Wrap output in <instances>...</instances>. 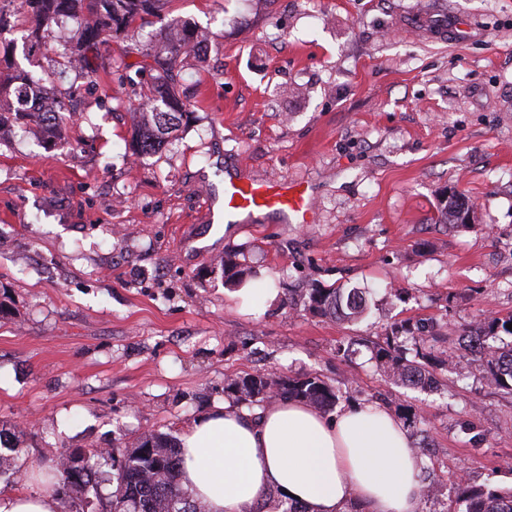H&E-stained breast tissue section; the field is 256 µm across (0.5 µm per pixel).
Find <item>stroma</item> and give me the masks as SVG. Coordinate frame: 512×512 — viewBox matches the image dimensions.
Here are the masks:
<instances>
[{"label": "stroma", "instance_id": "obj_1", "mask_svg": "<svg viewBox=\"0 0 512 512\" xmlns=\"http://www.w3.org/2000/svg\"><path fill=\"white\" fill-rule=\"evenodd\" d=\"M1 9L0 56L56 99L64 133L0 140V445L18 471L0 494L47 491L63 452L181 437L225 380L258 372L396 416L440 486L422 512H453L463 477L512 487V396L472 365L398 387L372 354L394 324L454 338L512 313V0H169L204 50L174 71L177 131L140 157L145 32L82 70L63 55L74 21L37 42L23 0ZM228 172L307 188L313 223L218 226ZM452 191L469 223L440 222ZM231 249L274 301L242 310L219 266ZM316 285L366 289L367 317L306 310Z\"/></svg>", "mask_w": 512, "mask_h": 512}]
</instances>
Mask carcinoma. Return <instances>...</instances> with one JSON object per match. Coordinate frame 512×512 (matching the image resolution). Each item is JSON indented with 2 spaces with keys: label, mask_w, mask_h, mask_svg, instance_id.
Wrapping results in <instances>:
<instances>
[{
  "label": "carcinoma",
  "mask_w": 512,
  "mask_h": 512,
  "mask_svg": "<svg viewBox=\"0 0 512 512\" xmlns=\"http://www.w3.org/2000/svg\"><path fill=\"white\" fill-rule=\"evenodd\" d=\"M168 0H24L26 17L31 24V36L38 40L41 34L65 18L91 15L93 24L85 26L80 34L79 51L82 56L97 51L105 34L120 33L130 28L140 30L154 27L148 33L156 47L152 59L158 75L146 94L149 119L132 134V153L137 156L153 154L168 141V135L179 126L186 104L171 77L186 52L201 49L195 30L184 22L171 34V22L162 14ZM41 91L40 83L26 71L16 70L0 77V98L15 96L17 106L5 112L0 109V135L16 125L30 123L40 126L48 137L59 134L58 118L53 112H33L28 101ZM441 221L445 224H463L469 217L468 199L456 192L441 203ZM236 253L224 256L223 270L231 282L240 281L251 272L238 269ZM304 306L313 312L339 320H361L368 305L356 289L310 288ZM512 314L492 316L481 320L465 332L469 339L466 352L476 362L482 377L506 394L512 395V344L500 346L501 334L512 336L507 325ZM403 327L394 326L386 333L385 342L373 346L374 358L386 376L404 387H420L438 383L435 369L455 372L463 355H453L443 349L445 336L434 330L425 336H415L416 360L404 357L399 338ZM278 396L303 402L323 414L332 412L339 402L338 391L324 380L311 375L279 377L257 374L241 380H232L224 392L237 398L245 396L256 403L269 402L271 389ZM108 457L116 467V487L112 492L109 512H203V507L192 500L179 484L181 472L180 446L168 434L151 432L133 443H118L112 451H72L62 453L53 461L51 470L55 491L73 494L79 500L75 512H96L89 493L103 476L100 459ZM457 500L461 512H512V490L505 491L487 485H472L462 479L458 483Z\"/></svg>",
  "instance_id": "carcinoma-1"
}]
</instances>
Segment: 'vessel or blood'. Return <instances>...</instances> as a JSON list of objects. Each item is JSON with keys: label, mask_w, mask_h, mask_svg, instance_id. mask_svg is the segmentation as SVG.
I'll return each instance as SVG.
<instances>
[{"label": "vessel or blood", "mask_w": 512, "mask_h": 512, "mask_svg": "<svg viewBox=\"0 0 512 512\" xmlns=\"http://www.w3.org/2000/svg\"><path fill=\"white\" fill-rule=\"evenodd\" d=\"M223 210L228 216L267 212L300 224L313 221V203L306 190L231 174L224 177Z\"/></svg>", "instance_id": "b4317fda"}]
</instances>
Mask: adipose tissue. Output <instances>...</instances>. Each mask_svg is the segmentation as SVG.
Listing matches in <instances>:
<instances>
[{
  "label": "adipose tissue",
  "instance_id": "obj_1",
  "mask_svg": "<svg viewBox=\"0 0 512 512\" xmlns=\"http://www.w3.org/2000/svg\"><path fill=\"white\" fill-rule=\"evenodd\" d=\"M181 459L180 487L204 512H256L271 489L308 512H421L411 439L375 404L329 418L287 398L255 413L228 400L186 429Z\"/></svg>",
  "mask_w": 512,
  "mask_h": 512
}]
</instances>
